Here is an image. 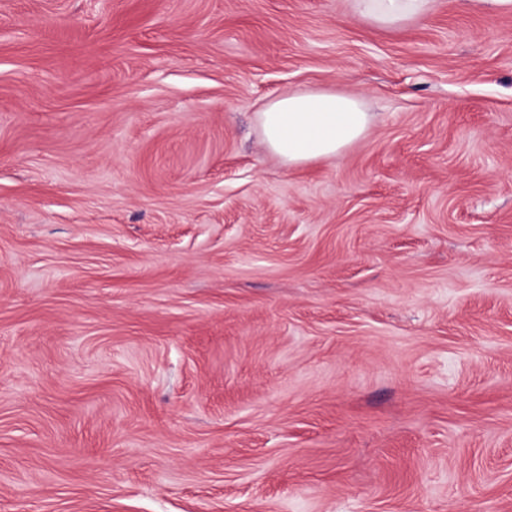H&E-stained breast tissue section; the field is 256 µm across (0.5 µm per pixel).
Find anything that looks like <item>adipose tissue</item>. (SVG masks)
<instances>
[{
  "instance_id": "ef3b65f1",
  "label": "adipose tissue",
  "mask_w": 512,
  "mask_h": 512,
  "mask_svg": "<svg viewBox=\"0 0 512 512\" xmlns=\"http://www.w3.org/2000/svg\"><path fill=\"white\" fill-rule=\"evenodd\" d=\"M433 0H353L354 17L393 28L424 18ZM267 150L288 167L340 156L360 141L374 116L359 97L307 90L269 100L257 114Z\"/></svg>"
}]
</instances>
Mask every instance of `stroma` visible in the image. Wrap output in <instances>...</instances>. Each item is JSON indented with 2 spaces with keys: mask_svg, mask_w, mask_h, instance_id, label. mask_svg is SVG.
Masks as SVG:
<instances>
[{
  "mask_svg": "<svg viewBox=\"0 0 512 512\" xmlns=\"http://www.w3.org/2000/svg\"><path fill=\"white\" fill-rule=\"evenodd\" d=\"M0 512H512V7L0 0ZM434 0H353L352 15L380 27L393 28L424 18ZM267 150L288 167L336 158L373 124L359 97L307 90L269 100L257 113Z\"/></svg>",
  "mask_w": 512,
  "mask_h": 512,
  "instance_id": "stroma-1",
  "label": "stroma"
}]
</instances>
